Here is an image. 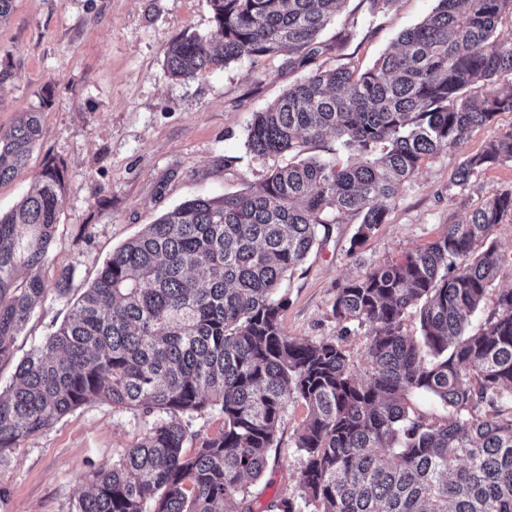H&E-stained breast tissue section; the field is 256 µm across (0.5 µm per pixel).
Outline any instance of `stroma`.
I'll return each mask as SVG.
<instances>
[{
	"mask_svg": "<svg viewBox=\"0 0 512 512\" xmlns=\"http://www.w3.org/2000/svg\"><path fill=\"white\" fill-rule=\"evenodd\" d=\"M11 5L0 23V63L13 66L18 77L0 85V127L35 111L42 135L25 168L0 183V214L30 192L46 162L60 165L66 194L42 275L50 286L68 276L69 294L61 297L50 289L36 307L15 340L12 360L0 363L1 392L12 384L18 361L60 326L115 249L184 200L246 191L287 165L289 155L262 158L246 147L254 113L296 81L337 66L335 56L327 55L292 70L280 55L243 59L176 81L164 66L165 48L184 34L213 32L207 0H12ZM435 6V0H393L374 16L360 0H347L323 36L331 38L337 26L356 16L347 50L369 67ZM511 128L512 112L500 113L454 151L426 159L391 203L386 223L357 254L348 252L354 224L335 225L331 238L283 285L288 334L332 339L360 357L368 330L341 333L332 313L337 283L427 246L486 198L512 188V164H506L474 176L462 194L448 190L458 157L482 151ZM306 414L302 404L289 405L276 459L250 487L254 512H265L275 496L299 495L303 459L294 438ZM145 421L142 411L95 403L27 438L0 461V512H69L93 473L111 467L140 438Z\"/></svg>",
	"mask_w": 512,
	"mask_h": 512,
	"instance_id": "stroma-1",
	"label": "stroma"
}]
</instances>
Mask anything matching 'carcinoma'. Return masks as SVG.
<instances>
[{
    "label": "carcinoma",
    "instance_id": "cac0c4a2",
    "mask_svg": "<svg viewBox=\"0 0 512 512\" xmlns=\"http://www.w3.org/2000/svg\"><path fill=\"white\" fill-rule=\"evenodd\" d=\"M207 2L213 33L185 34L165 51L173 79L281 53L296 69L332 49L343 56L351 36L319 40L343 0ZM506 13L512 0H437L372 67L350 60L317 72L256 113L246 138L254 155L299 154L331 136L349 160L303 158L255 191L187 200L113 251L0 394V459L67 413L109 402L152 421L112 468L93 473L70 512H253L247 484L279 447L288 405L300 403V493L269 512H512V287L485 307L504 261L493 234L512 218V189L426 248L337 284L338 326L370 329L359 362L334 340L288 335L280 292L333 225H357L356 252L422 160L512 112V79L475 91L512 76V35L498 30ZM40 136L36 112L0 130V183L24 168ZM507 163L512 129L461 157L448 190ZM65 190L49 162L0 215V362L47 293L41 268ZM410 308L418 336L404 331ZM419 393L447 414L416 410ZM211 409L221 427L185 454L183 418Z\"/></svg>",
    "mask_w": 512,
    "mask_h": 512
}]
</instances>
